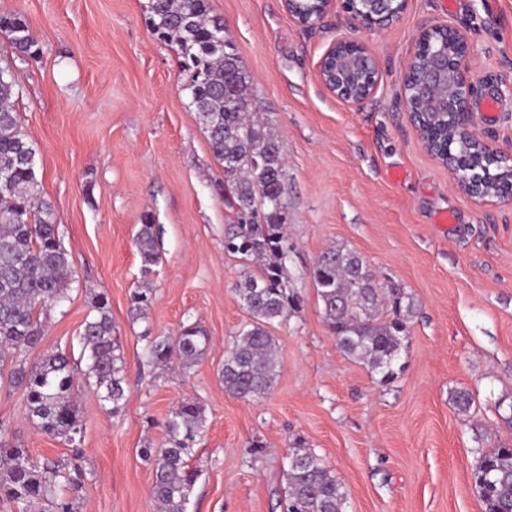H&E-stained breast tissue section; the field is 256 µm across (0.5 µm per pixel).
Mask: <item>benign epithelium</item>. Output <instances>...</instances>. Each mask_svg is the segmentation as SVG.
Masks as SVG:
<instances>
[{"label":"benign epithelium","instance_id":"1","mask_svg":"<svg viewBox=\"0 0 512 512\" xmlns=\"http://www.w3.org/2000/svg\"><path fill=\"white\" fill-rule=\"evenodd\" d=\"M303 0H283L288 16L304 29H314L334 10L336 0H312L313 7L302 8ZM406 0H344L345 11L370 27L386 28L399 19ZM447 32V46L442 52L430 50L435 34ZM470 42L465 30L449 24H431L416 36L413 53L407 60L403 80V99L409 116H414V105L422 98L433 96L438 84L448 80V100L445 112L448 128L459 136L468 155L498 158L494 151L472 130V100L475 81L470 75L466 59ZM317 78L323 89L346 105L360 108L373 100L379 79L376 66L366 48L353 40L339 38L329 44L317 63ZM416 132L424 149L448 168L455 188L473 198H498L512 202V165L495 175L483 177L475 168L457 156L451 149L436 148L432 137L421 129Z\"/></svg>","mask_w":512,"mask_h":512}]
</instances>
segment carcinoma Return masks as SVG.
Returning <instances> with one entry per match:
<instances>
[{"label": "carcinoma", "mask_w": 512, "mask_h": 512, "mask_svg": "<svg viewBox=\"0 0 512 512\" xmlns=\"http://www.w3.org/2000/svg\"><path fill=\"white\" fill-rule=\"evenodd\" d=\"M149 9L154 34L175 47L188 107L196 112L224 170V179L215 184L232 210L224 225V252L249 265L234 292L251 322L233 337L219 378L233 397L264 398L279 368L270 328L297 308L286 276L290 243L280 143L258 113L240 109L250 75L234 43L215 40L224 21L210 14L207 0H150ZM0 32L10 52L32 59L40 55L20 15L0 16ZM15 86L10 70L1 68L0 372L9 367V381L23 390L26 416L36 429L72 443L81 433L76 391L85 387L95 392L116 413L126 400V366L112 339V314L103 293L95 296L80 336L84 366L72 363L60 347L40 351L49 312L67 299L73 261L62 245L54 208L38 191L36 148L20 127ZM155 237L156 225L146 215L136 235L144 279L160 260ZM312 278L339 349L365 362L381 381L392 380L415 315L409 294L377 287L363 257L335 247L318 256ZM151 299V289H134L131 311L143 315ZM207 344L200 327L187 325L175 336L148 341L146 357L153 365L178 361L187 368ZM203 423V407L184 400L167 415L163 440L140 449L153 466L150 494L158 512H187L197 481L188 458ZM82 480L79 453L66 462L34 459L0 436V512H28L40 500L50 502L55 512H74L61 491L77 492ZM473 482L484 512H512V448L478 449ZM345 500L342 485L312 450L298 448L288 456L284 512H343Z\"/></svg>", "instance_id": "obj_1"}]
</instances>
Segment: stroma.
Returning a JSON list of instances; mask_svg holds the SVG:
<instances>
[{
    "label": "stroma",
    "instance_id": "1",
    "mask_svg": "<svg viewBox=\"0 0 512 512\" xmlns=\"http://www.w3.org/2000/svg\"><path fill=\"white\" fill-rule=\"evenodd\" d=\"M251 76L249 93L281 146L293 247L288 286L299 305L274 328L280 363L258 401L228 395L218 377L247 315L233 286L242 263L224 253L230 211L206 132L189 108L174 50L153 34L148 0H0V16L26 19L41 53H7L14 104L37 149L39 192L73 260L68 298L46 323L43 350L78 336L95 295L112 308V336L126 362L119 412L97 395L79 399L74 443L40 433L21 389L0 382V428L35 457L67 460L80 448L84 484L76 512H156L152 466L139 450L161 441L179 402L204 408L190 463L199 472L188 512H283L287 457L320 456L346 491L345 512H482L472 479L476 451L512 447V202H479L423 148L402 99L404 65L421 27L466 28L478 85L474 129L512 158V0H407L377 30L332 11L310 31L282 0H208ZM347 37L376 62L374 101L344 106L317 79L329 44ZM157 228L160 262L145 317L130 312L140 280L135 235L144 215ZM452 223H441L442 215ZM355 251L416 305L390 383L341 352L311 277L329 247ZM197 324L202 359L151 368L147 338ZM464 389L469 413L451 400Z\"/></svg>",
    "mask_w": 512,
    "mask_h": 512
}]
</instances>
